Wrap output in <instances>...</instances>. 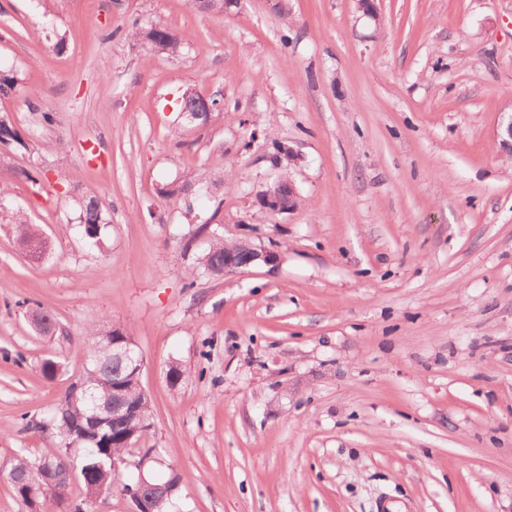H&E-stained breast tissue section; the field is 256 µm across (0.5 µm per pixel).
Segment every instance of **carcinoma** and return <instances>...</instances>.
I'll list each match as a JSON object with an SVG mask.
<instances>
[{
    "mask_svg": "<svg viewBox=\"0 0 512 512\" xmlns=\"http://www.w3.org/2000/svg\"><path fill=\"white\" fill-rule=\"evenodd\" d=\"M131 40L153 52L176 55L180 52L182 39L179 34L164 24H142L134 20L129 28ZM19 83L17 74L11 71L0 73V97H9L17 91ZM0 144L16 145L23 149L29 148L26 141L12 122L0 116ZM79 222L83 234L90 245L100 247L110 223L107 207L95 195H86L78 200ZM206 233L210 238L208 248L198 258L201 274L208 277H219V267L224 265V250L236 248L240 254L249 251L251 243L243 240L228 242L224 240L223 225L212 223L207 219L197 227L194 235ZM18 245L30 253L44 249L38 230L24 220L18 221ZM112 331L103 332L96 327L90 328L85 334L86 366L83 374L72 382L65 395L53 406L46 418L33 423L28 422L25 428L37 430L55 438V451L43 456L31 457L25 453L16 456L10 465L0 470V476L6 477L18 497L24 500L31 512H94L93 505L100 498L112 494V488H119L125 494L129 486L139 478V471H127L119 474L112 468V460L131 455L138 439L144 435L140 421L152 420V402L144 392L141 378L128 371L123 373V387L128 399L133 401L140 419L125 424H115L104 430L101 436L86 434L79 423L92 415V406L84 398V391L91 390L97 396L112 394V358L107 351L106 337ZM51 459L61 466L70 465L76 471L75 482L82 485L84 496L73 499L70 496L71 483L59 482L47 484L44 489L31 499L20 482L24 475L37 471V465ZM151 483L164 487L157 497L155 512H174V505L179 495V481L172 474L165 480L148 478Z\"/></svg>",
    "mask_w": 512,
    "mask_h": 512,
    "instance_id": "1",
    "label": "carcinoma"
}]
</instances>
